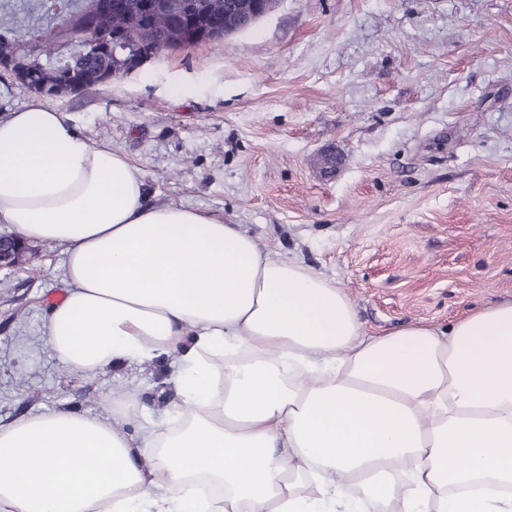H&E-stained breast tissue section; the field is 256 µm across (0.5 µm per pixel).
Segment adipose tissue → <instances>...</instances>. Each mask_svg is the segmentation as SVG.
Wrapping results in <instances>:
<instances>
[{
    "label": "adipose tissue",
    "instance_id": "adipose-tissue-1",
    "mask_svg": "<svg viewBox=\"0 0 512 512\" xmlns=\"http://www.w3.org/2000/svg\"><path fill=\"white\" fill-rule=\"evenodd\" d=\"M0 224L64 247L46 340L87 377L177 355L158 420L0 424V512H512V301L372 336L336 285L41 101L0 120Z\"/></svg>",
    "mask_w": 512,
    "mask_h": 512
}]
</instances>
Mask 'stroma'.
<instances>
[{"label":"stroma","instance_id":"35a3bbf8","mask_svg":"<svg viewBox=\"0 0 512 512\" xmlns=\"http://www.w3.org/2000/svg\"><path fill=\"white\" fill-rule=\"evenodd\" d=\"M48 104L142 170L149 200L241 225L333 282L368 334L512 299V0H277L248 29ZM26 247L0 269V424L108 421L124 384L160 410L175 357L94 378L59 363L44 325L65 254Z\"/></svg>","mask_w":512,"mask_h":512}]
</instances>
